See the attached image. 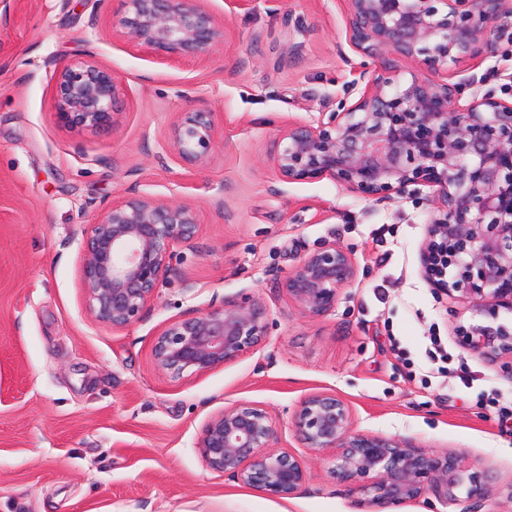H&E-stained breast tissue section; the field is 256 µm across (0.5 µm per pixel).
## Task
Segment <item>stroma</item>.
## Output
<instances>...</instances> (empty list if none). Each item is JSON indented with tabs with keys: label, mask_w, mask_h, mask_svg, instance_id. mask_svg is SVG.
I'll list each match as a JSON object with an SVG mask.
<instances>
[{
	"label": "stroma",
	"mask_w": 512,
	"mask_h": 512,
	"mask_svg": "<svg viewBox=\"0 0 512 512\" xmlns=\"http://www.w3.org/2000/svg\"><path fill=\"white\" fill-rule=\"evenodd\" d=\"M205 4L226 40L166 62L113 31L121 0H0V512H353L332 452L288 428L319 391L348 401L357 430L479 462L496 477L490 512H512V425L487 404L512 396V378L458 347L455 326L482 318L423 275L430 188L381 200L329 178L284 182L271 164L285 120L362 91L342 0ZM79 59L117 77L113 127L59 122L56 66ZM454 78L512 96V29ZM192 109L218 128L199 171L162 150ZM133 192L197 204L200 230L142 319L115 331L86 313L80 244L101 207ZM329 240L363 274L314 320L276 281ZM245 296L269 310L263 345L203 375L158 372L152 346L170 320ZM239 400L270 411L280 449L310 471L304 493L278 501L206 466L198 431Z\"/></svg>",
	"instance_id": "1"
}]
</instances>
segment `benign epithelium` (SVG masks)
Returning a JSON list of instances; mask_svg holds the SVG:
<instances>
[{
	"instance_id": "7a95c632",
	"label": "benign epithelium",
	"mask_w": 512,
	"mask_h": 512,
	"mask_svg": "<svg viewBox=\"0 0 512 512\" xmlns=\"http://www.w3.org/2000/svg\"><path fill=\"white\" fill-rule=\"evenodd\" d=\"M112 28L170 59L205 57L227 37L204 0H124ZM347 38L374 69L359 98L322 113L317 122L290 118L272 166L283 182L329 177L365 196L402 195L412 185L432 190L435 217L422 251L430 283L470 300L496 320L512 312V100L472 91L467 82H401L390 58L433 72L497 50L506 0H345ZM466 103H461L465 90ZM112 71L92 60L55 72L60 122L105 128L119 99ZM217 138L214 113H182L164 141L186 166L205 165ZM200 229L190 201L133 193L103 207L80 247L81 283L89 318L122 330L139 321L167 283L179 247ZM353 254L327 242L280 277L277 288L312 319L329 316L355 283ZM268 310L244 297L173 319L157 335L152 356L171 378L214 371L266 341ZM457 345L490 360L508 359L512 329L502 325L455 330ZM295 439L314 451H334L330 474L357 512H390L432 495L459 512H483L494 476L459 455L420 449L383 434L356 431L350 404L335 393L305 397L289 422ZM270 411L237 401L202 425L196 448L213 471L285 500L301 494L310 474L294 454L277 449Z\"/></svg>"
}]
</instances>
